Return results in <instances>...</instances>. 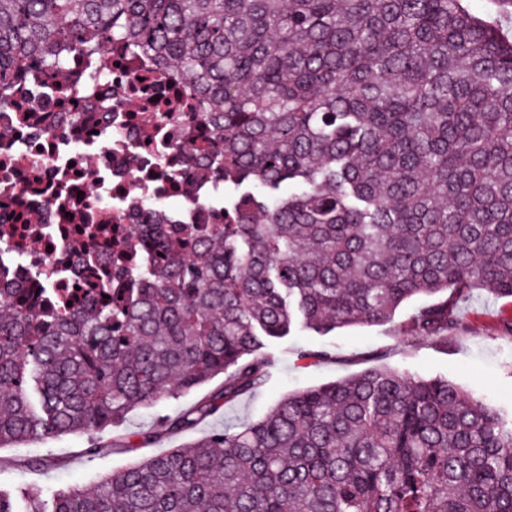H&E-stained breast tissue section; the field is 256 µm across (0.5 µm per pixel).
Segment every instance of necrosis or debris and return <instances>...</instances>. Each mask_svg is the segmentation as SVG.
Segmentation results:
<instances>
[{"label": "necrosis or debris", "mask_w": 512, "mask_h": 512, "mask_svg": "<svg viewBox=\"0 0 512 512\" xmlns=\"http://www.w3.org/2000/svg\"><path fill=\"white\" fill-rule=\"evenodd\" d=\"M108 66L71 53L64 78L33 70L0 104V283L80 303L87 263L117 247L152 207L203 223L224 188L186 186L171 171L195 127L196 103L171 74L110 52ZM139 111H131L129 100ZM206 208L185 205L186 195Z\"/></svg>", "instance_id": "obj_1"}]
</instances>
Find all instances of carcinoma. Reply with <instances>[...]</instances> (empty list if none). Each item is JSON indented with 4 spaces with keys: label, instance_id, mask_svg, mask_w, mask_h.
<instances>
[{
    "label": "carcinoma",
    "instance_id": "obj_1",
    "mask_svg": "<svg viewBox=\"0 0 512 512\" xmlns=\"http://www.w3.org/2000/svg\"><path fill=\"white\" fill-rule=\"evenodd\" d=\"M177 74L186 171L224 211L115 256L74 310L0 288V447L116 426L222 387L142 436L252 395L293 331L448 344L477 288L512 299V43L464 0H0V98L107 43ZM26 512H512V409L383 365L289 393Z\"/></svg>",
    "mask_w": 512,
    "mask_h": 512
}]
</instances>
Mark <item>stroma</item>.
Here are the masks:
<instances>
[{
  "instance_id": "stroma-1",
  "label": "stroma",
  "mask_w": 512,
  "mask_h": 512,
  "mask_svg": "<svg viewBox=\"0 0 512 512\" xmlns=\"http://www.w3.org/2000/svg\"><path fill=\"white\" fill-rule=\"evenodd\" d=\"M408 316V311L403 310L383 327L355 326L325 336L296 332L273 341L272 350L279 363L261 391L226 405L192 430L154 444L116 448L112 440L150 432L162 417L175 415L195 399L219 389L222 378H215L180 399L135 410L111 430L0 448V492L9 495L21 510L29 487L37 486L48 493L63 485H95L113 471L204 437L225 423L260 418L288 392L342 379L376 364L422 376H444L493 405L512 408V333L501 327L504 319L512 318V301L493 299L480 290L474 292L460 310L461 327L452 331L444 347L410 335L405 329ZM317 350L327 351V358L314 361L297 357L298 352ZM92 442L99 445L100 451L90 457L84 450ZM34 458L51 460V468L31 469L29 462Z\"/></svg>"
}]
</instances>
